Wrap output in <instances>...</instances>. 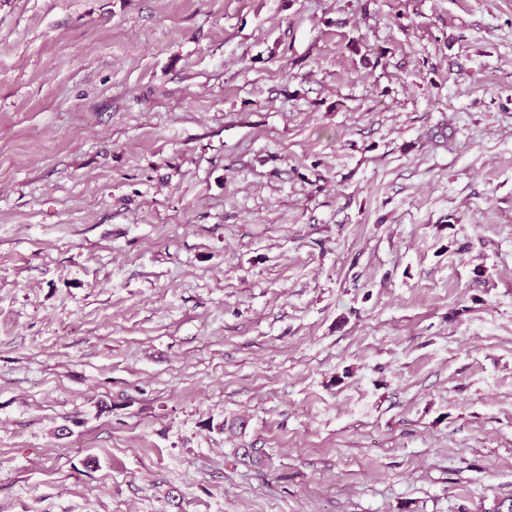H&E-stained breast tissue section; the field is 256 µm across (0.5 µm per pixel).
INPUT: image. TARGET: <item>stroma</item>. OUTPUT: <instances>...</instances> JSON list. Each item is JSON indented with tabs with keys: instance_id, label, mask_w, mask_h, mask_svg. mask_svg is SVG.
I'll return each mask as SVG.
<instances>
[{
	"instance_id": "stroma-1",
	"label": "stroma",
	"mask_w": 512,
	"mask_h": 512,
	"mask_svg": "<svg viewBox=\"0 0 512 512\" xmlns=\"http://www.w3.org/2000/svg\"><path fill=\"white\" fill-rule=\"evenodd\" d=\"M512 499V0H0V512Z\"/></svg>"
}]
</instances>
